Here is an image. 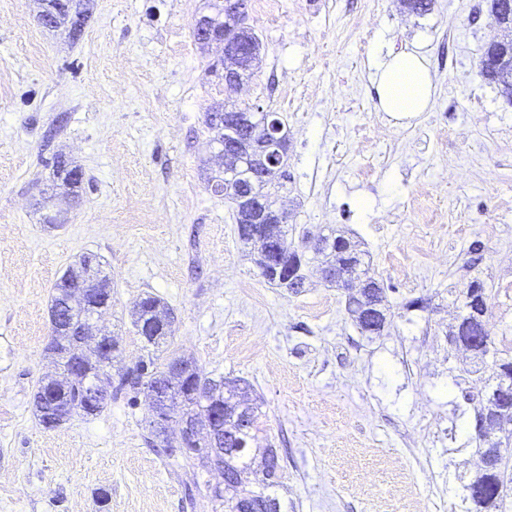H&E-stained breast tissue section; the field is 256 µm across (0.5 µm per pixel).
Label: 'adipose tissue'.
I'll list each match as a JSON object with an SVG mask.
<instances>
[{"mask_svg":"<svg viewBox=\"0 0 512 512\" xmlns=\"http://www.w3.org/2000/svg\"><path fill=\"white\" fill-rule=\"evenodd\" d=\"M371 69L382 111L413 114L427 110L435 78L421 50L397 51L378 42L372 51Z\"/></svg>","mask_w":512,"mask_h":512,"instance_id":"ef3b65f1","label":"adipose tissue"}]
</instances>
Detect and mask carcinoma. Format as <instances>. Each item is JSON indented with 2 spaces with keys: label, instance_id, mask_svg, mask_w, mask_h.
Returning a JSON list of instances; mask_svg holds the SVG:
<instances>
[{
  "label": "carcinoma",
  "instance_id": "cac0c4a2",
  "mask_svg": "<svg viewBox=\"0 0 512 512\" xmlns=\"http://www.w3.org/2000/svg\"><path fill=\"white\" fill-rule=\"evenodd\" d=\"M90 0H47V11L51 15L45 28L67 31L70 38L77 40L82 28L76 26L75 19L79 16L88 18ZM206 124L212 133L211 142L221 148L224 137L230 129L229 121L218 118V113H207ZM40 164L50 168L54 186L63 187L72 196H77V188L82 180L72 177L79 171V166L69 159L54 156L40 159ZM251 179L248 164L243 162L237 171L228 176L220 177L211 184L212 190L229 196L235 209L242 207L240 194L243 190L238 183ZM273 180L259 182L249 189L250 202L253 206L262 207L273 203L270 186ZM239 240L253 249L257 254L255 263L259 269L265 266V251L274 245L278 246L288 274L282 278L264 275V278L279 288H285L298 294L305 287V267L313 261L325 281L339 283L338 272L348 263L353 264V272L360 278L373 279L367 271H358L361 260L357 245L344 233L321 235L318 238L314 256L306 257L299 246L288 240V230L283 224H256L254 233L239 235ZM77 290H84L89 295V303L112 308L111 278L104 271L103 263L93 253L82 254L68 267L59 282L55 284L50 304V316L57 317L56 332L60 338L50 341L46 352L54 365L64 372L61 378H48L40 381L33 397V406L40 425L46 429H54L69 421L75 415H96L103 411L105 404L96 405L89 401V392L101 380L100 359H91L79 348L77 340L82 321L88 316L89 309L78 307L68 311L67 302ZM480 291L486 292L483 282L472 280L462 292V308L467 310L463 319L450 327L448 337L455 341L457 336L484 337L486 334L483 316L487 314V305L477 312L469 310V296ZM386 296L384 289L372 288L368 291L350 292L347 295L348 313L361 331H366L360 318V311L370 305H382ZM168 305L159 296L147 293L133 306V325L136 333L143 341V348H158L168 342L175 333L174 318L165 313ZM82 367V373L76 377H68L71 364ZM140 367H124L121 369L118 391L138 397L148 391L157 397L175 395L180 398L182 407L176 412L181 419L192 424L204 425L210 416L224 410V465L230 475L247 474L245 482L231 484L224 489L212 488L213 500L224 502V512H281L280 501L273 491L279 486L280 464H272L270 469L255 467V461L247 452H230L242 442L250 443L255 439L261 412L251 397L250 386L241 384L238 379L222 376L215 378L206 373L197 363L184 356L172 353L169 357L159 359L148 357L141 360ZM485 395L479 401L476 414H497L503 416L498 431L506 432L501 439L487 430L475 432L478 442L477 453L484 456L489 448H501L512 443V429L505 430V425L512 426V415L509 414L507 400H512V357L499 358L492 375L485 379ZM252 423L253 428L242 425V418ZM150 436L158 440L165 454L173 456L170 448L173 442L168 440L165 426L158 420L150 422ZM466 495L462 503L467 505L466 512H507V500L512 496V453L501 457L497 467L475 472L469 483L463 486Z\"/></svg>",
  "mask_w": 512,
  "mask_h": 512
}]
</instances>
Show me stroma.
Returning <instances> with one entry per match:
<instances>
[{
	"instance_id": "35a3bbf8",
	"label": "stroma",
	"mask_w": 512,
	"mask_h": 512,
	"mask_svg": "<svg viewBox=\"0 0 512 512\" xmlns=\"http://www.w3.org/2000/svg\"><path fill=\"white\" fill-rule=\"evenodd\" d=\"M261 3L248 17L260 63L233 103L283 122L288 237L346 231L385 289L384 331L360 333L346 290L318 273L298 294L270 285L232 201L211 191L205 114L224 83L219 49L192 30L215 0H94L74 43L40 24L37 0H0V512H224L217 473L151 443L145 397L50 430L34 416L54 370L53 288L85 252L112 279L101 324L125 365L144 355L131 308L150 292L176 315L171 351L252 386L283 512H461L484 386L446 334L473 279L494 347L512 355V105L479 74L495 34L485 2ZM381 37L428 57L435 93L413 119L378 108ZM56 153L84 173L79 206L38 164ZM414 298L424 309H404Z\"/></svg>"
}]
</instances>
